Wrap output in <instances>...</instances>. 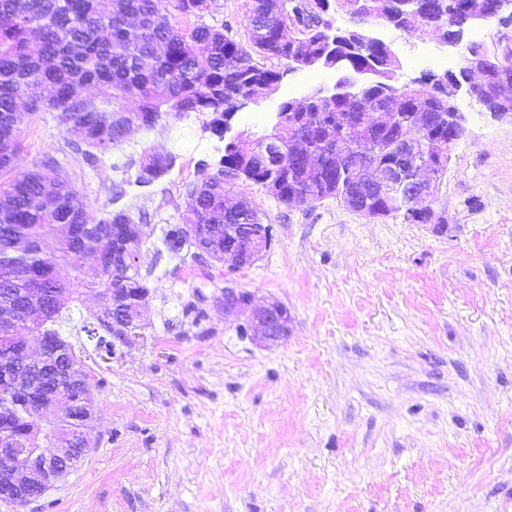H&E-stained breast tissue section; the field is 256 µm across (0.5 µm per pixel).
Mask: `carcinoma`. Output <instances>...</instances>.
I'll return each instance as SVG.
<instances>
[{
  "label": "carcinoma",
  "instance_id": "obj_1",
  "mask_svg": "<svg viewBox=\"0 0 512 512\" xmlns=\"http://www.w3.org/2000/svg\"><path fill=\"white\" fill-rule=\"evenodd\" d=\"M472 0H244L246 40L224 35V28L204 22L185 30L174 28L171 11L200 18L209 0H0V173L15 167L21 124L36 112L54 113L58 125L75 132L96 152L121 144L136 124L151 129L163 117L205 114V129L224 141L216 169L188 187L189 209L182 223L193 224L165 234L173 253L191 245L219 262L224 260V225L259 224L257 208L248 201L225 206L224 183L250 182L279 203L322 200L355 194L356 206L370 203L391 211L408 224H424L408 207L386 208L377 193L361 185L351 165L336 161V125L344 112L355 116L347 136L357 153L370 162L391 164L406 140L432 144L436 172H448V93L444 81L464 82L469 70L442 76L423 75L409 84L391 83L397 56L390 45L370 36L368 25L382 20L402 28L408 13L420 14L424 29L448 37ZM350 25L336 24V14ZM492 55L495 72L512 71V47H483ZM275 58L284 70L267 68L261 60ZM342 73L330 89L317 90L308 101L289 99L276 114L273 132L259 137L225 140L240 103L263 97L284 74L310 67ZM85 85L99 88L100 103L80 94ZM138 107L130 110L126 100ZM391 112V124L374 127L369 113ZM307 113L299 132L307 154L295 163L288 139L276 130L295 126ZM416 112L440 118L428 128L417 127ZM172 165V158L146 154L136 181L149 185ZM55 228L66 244L63 260L89 265V284L102 288L107 304L97 320L111 335H128L126 324H140L137 306L147 291L135 259L149 233L123 210L95 218L70 183L53 168L21 172L0 180V305L13 306L39 288L52 293L53 306L29 310L32 321L18 324L20 336L59 335L55 328L62 310L73 301V290L56 275L58 260L43 253L40 240ZM21 240L24 253H7ZM126 310L125 321L112 318V305ZM0 422L35 448L45 447L40 410L12 408L0 398Z\"/></svg>",
  "mask_w": 512,
  "mask_h": 512
}]
</instances>
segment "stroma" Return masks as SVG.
<instances>
[{
	"instance_id": "stroma-1",
	"label": "stroma",
	"mask_w": 512,
	"mask_h": 512,
	"mask_svg": "<svg viewBox=\"0 0 512 512\" xmlns=\"http://www.w3.org/2000/svg\"><path fill=\"white\" fill-rule=\"evenodd\" d=\"M371 31L400 60L396 84L464 65L463 46L431 32ZM336 79L288 73L231 135L268 132L282 102ZM454 104L467 134L437 192L440 223L370 220L333 198L287 207L230 182L227 197L250 199L271 229L237 270L163 243L187 185L222 154L203 116L132 128L93 164L52 113L26 120L17 171L52 161L92 215L149 225L136 259L149 293L140 336L105 351L87 334L99 289L59 263L77 294L58 330L89 377L92 445L37 502L0 512H512V127L466 91ZM146 151L173 164L141 187ZM228 288L286 305L287 337L254 341L224 314Z\"/></svg>"
}]
</instances>
